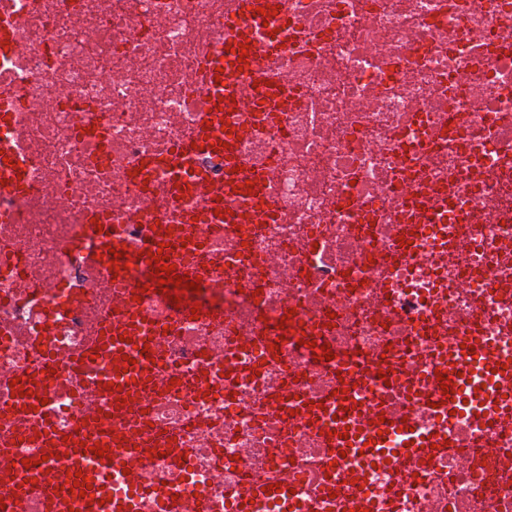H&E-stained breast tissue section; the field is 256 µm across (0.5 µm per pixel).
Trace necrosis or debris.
Instances as JSON below:
<instances>
[{"instance_id": "necrosis-or-debris-1", "label": "necrosis or debris", "mask_w": 512, "mask_h": 512, "mask_svg": "<svg viewBox=\"0 0 512 512\" xmlns=\"http://www.w3.org/2000/svg\"><path fill=\"white\" fill-rule=\"evenodd\" d=\"M236 2L0 0L18 16L0 86L16 94L5 137L25 178L0 191V387L49 357L43 410L71 432L108 404L68 364L129 310L166 333L118 425L139 447L171 445L133 486L108 477L137 512H168L175 495L184 512H239L232 494L253 478L287 493L252 512H512V391L473 359L451 412L422 400L464 332L512 359V0H283L301 43L264 57L275 83L262 111L240 113L235 161L212 147L191 159L213 186L236 166L264 172V221L243 230L168 194L208 101L202 49L223 40ZM452 198L464 219L429 225L403 254L411 205ZM175 211L192 223H171ZM159 224L170 262L205 278L197 304L149 277ZM110 244L126 277L103 266ZM384 358L398 371L388 384L374 378ZM342 364L360 374L351 429L405 415L418 442L437 432L447 450L410 469L392 433L332 464ZM294 401L325 408L285 414ZM36 419L0 407V448L63 475ZM352 474L365 501L327 502Z\"/></svg>"}]
</instances>
